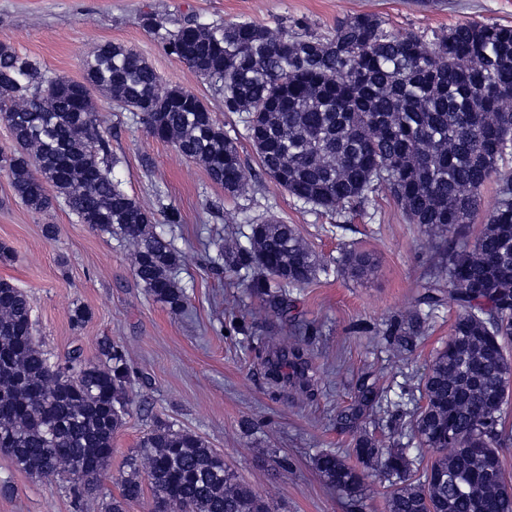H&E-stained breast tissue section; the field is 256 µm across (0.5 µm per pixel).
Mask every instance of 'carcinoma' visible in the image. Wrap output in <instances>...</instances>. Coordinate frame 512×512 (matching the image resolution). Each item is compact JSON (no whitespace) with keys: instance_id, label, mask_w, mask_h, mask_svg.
Listing matches in <instances>:
<instances>
[{"instance_id":"1","label":"carcinoma","mask_w":512,"mask_h":512,"mask_svg":"<svg viewBox=\"0 0 512 512\" xmlns=\"http://www.w3.org/2000/svg\"><path fill=\"white\" fill-rule=\"evenodd\" d=\"M161 40L220 84L224 111L241 114L259 165L289 195L341 214L364 209L381 191L408 223L439 237L436 278L448 279L458 314L424 377L423 406L408 411L364 379L342 419L387 417L436 449L422 469L409 448L358 437L357 455L395 485L388 512H512L500 456L512 446V427L499 407L512 391V172L500 171L512 154V26L470 20L428 41L393 34L364 13L337 21L329 35L194 20ZM83 68L81 82L51 77L36 59L0 44V120L13 138L0 149V172L30 211L62 202L78 223L123 238L138 282L177 314L186 303L173 276L180 256L153 213L114 177L119 160L96 128L91 92L139 113L152 138L202 164L226 194L246 192L250 172L209 107L182 88L160 91L158 73L134 49L96 44ZM491 182L496 201L484 215ZM228 262L254 271L249 288L274 312L285 303L283 288L310 282L320 269L296 225L274 216L253 224ZM375 267L371 254L350 251L336 273L357 281ZM441 303L435 284L418 298L428 315ZM423 323L419 312L382 335L406 347ZM266 364L280 383L303 374L305 350H283ZM136 378L124 347L109 340L95 361L77 348L66 366H54L36 340L26 294L0 280V452L32 476L67 479L74 512H126L147 492L150 512H271L208 441L162 419L127 458L119 495L99 498L98 478L88 474L112 456ZM315 467L351 505L360 503L364 472L332 452L319 454Z\"/></svg>"}]
</instances>
